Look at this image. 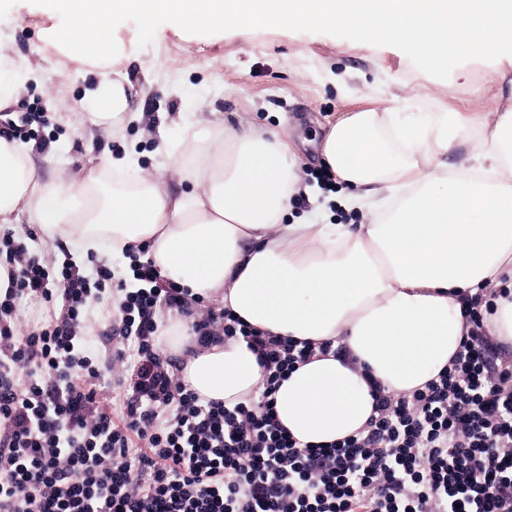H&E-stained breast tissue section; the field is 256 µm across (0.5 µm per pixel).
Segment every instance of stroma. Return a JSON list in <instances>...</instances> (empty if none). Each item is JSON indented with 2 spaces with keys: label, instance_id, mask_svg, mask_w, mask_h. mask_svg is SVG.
Wrapping results in <instances>:
<instances>
[{
  "label": "stroma",
  "instance_id": "stroma-1",
  "mask_svg": "<svg viewBox=\"0 0 512 512\" xmlns=\"http://www.w3.org/2000/svg\"><path fill=\"white\" fill-rule=\"evenodd\" d=\"M52 11L59 28L71 20L69 0H0V48L8 49L16 66L0 70V86L22 82L13 106L28 123L18 140L49 148L46 172L79 167L88 157L106 151L132 155L140 168L153 171L165 161L163 143L178 145L180 127H168L158 138L145 124L131 122L115 138L91 135L90 115L103 111L101 99L86 91L95 78L63 60L44 58V41L36 26L37 12ZM104 29L115 50L138 49L140 66L127 70L141 82L150 112L216 110L225 122L248 121L267 130L282 125L306 167L308 185L328 190L318 175L321 140L347 112L387 106L392 112H476L512 104L506 80L494 64L462 57L443 70H432L412 52L390 41L370 43L338 28L307 23L288 27L189 28L169 33V22L131 12L110 18ZM194 56V67L184 60ZM27 244L50 265H81L87 278L99 268L113 282L130 276V257L89 252L75 258L68 250L49 252L40 232Z\"/></svg>",
  "mask_w": 512,
  "mask_h": 512
}]
</instances>
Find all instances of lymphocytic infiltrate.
Returning a JSON list of instances; mask_svg holds the SVG:
<instances>
[{
    "instance_id": "1",
    "label": "lymphocytic infiltrate",
    "mask_w": 512,
    "mask_h": 512,
    "mask_svg": "<svg viewBox=\"0 0 512 512\" xmlns=\"http://www.w3.org/2000/svg\"><path fill=\"white\" fill-rule=\"evenodd\" d=\"M4 245L20 268L0 296V512H512V361L494 354L486 289L463 302L450 368L399 396L373 387L362 431L303 446L279 424L275 393L332 343L224 313L263 383L235 405L207 402L155 343L159 312L188 308L151 264L136 262L134 286L109 295V269L92 282L41 264L25 241ZM27 301L49 310L23 326ZM90 306L120 342L104 366L81 329ZM111 376L126 386L115 399L101 393Z\"/></svg>"
}]
</instances>
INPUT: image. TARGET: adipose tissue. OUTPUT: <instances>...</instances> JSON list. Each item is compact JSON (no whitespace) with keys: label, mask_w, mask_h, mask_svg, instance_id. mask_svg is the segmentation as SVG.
I'll use <instances>...</instances> for the list:
<instances>
[{"label":"adipose tissue","mask_w":512,"mask_h":512,"mask_svg":"<svg viewBox=\"0 0 512 512\" xmlns=\"http://www.w3.org/2000/svg\"><path fill=\"white\" fill-rule=\"evenodd\" d=\"M126 12L167 16L177 35L307 22L393 39L433 69L469 54L512 70V0H71V26L44 28V42L96 75L90 94L104 109L91 121L108 137L125 118L146 119L142 88L106 79L132 59L113 51L100 22ZM159 121L185 138L154 172L104 152L48 177L30 146L0 132V224L34 225L75 252L148 245L147 259L188 299L278 336L343 346L300 365L275 394L278 421L300 443L366 426L369 380L400 395L436 378L465 332L463 299L512 289V110L340 118L322 161L346 188L336 205L359 210L360 224L328 222L323 204L287 223L305 188L287 128L261 132L205 111ZM155 341L178 353L181 380L204 400L234 405L262 379L244 341L198 344L188 317H167Z\"/></svg>","instance_id":"adipose-tissue-1"}]
</instances>
